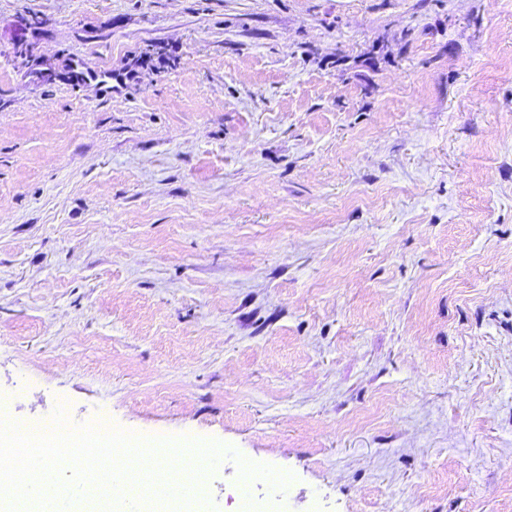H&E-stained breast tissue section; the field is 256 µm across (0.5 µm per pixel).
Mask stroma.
<instances>
[{
	"label": "stroma",
	"mask_w": 512,
	"mask_h": 512,
	"mask_svg": "<svg viewBox=\"0 0 512 512\" xmlns=\"http://www.w3.org/2000/svg\"><path fill=\"white\" fill-rule=\"evenodd\" d=\"M1 396L512 512V0H0Z\"/></svg>",
	"instance_id": "obj_1"
}]
</instances>
